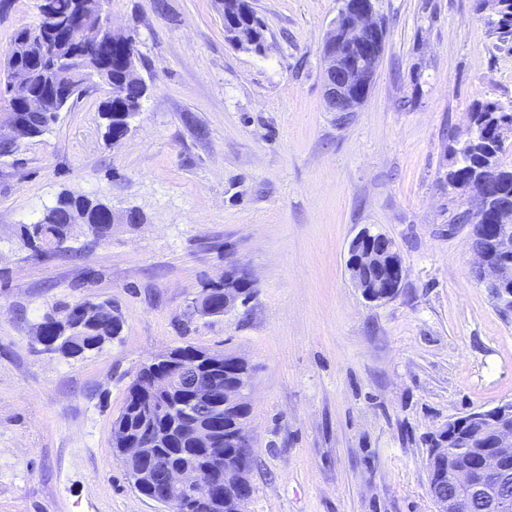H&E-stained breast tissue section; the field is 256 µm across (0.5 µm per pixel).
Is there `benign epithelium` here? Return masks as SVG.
Here are the masks:
<instances>
[{
  "mask_svg": "<svg viewBox=\"0 0 512 512\" xmlns=\"http://www.w3.org/2000/svg\"><path fill=\"white\" fill-rule=\"evenodd\" d=\"M73 32L83 36L80 56L59 57L53 53L49 67L55 72V82L46 92L30 93L21 81H10L7 87L24 96L23 107L0 113V140L18 141L23 138V112H61L60 102L81 95L89 83L104 85L108 94L117 95V86L109 78L111 65L105 61L104 49L112 42H130L129 35L112 28L110 17L103 11L87 12L76 2L72 15ZM379 25L373 20L372 7L366 2L356 7L347 6L338 12L322 48L324 63V96L331 112H353L359 99L350 96L347 86L354 75L376 71L379 55L365 51ZM349 45L357 51L355 65L346 64L338 46ZM512 133V118L505 117L489 132L495 143L504 146L506 134ZM464 192L475 193L478 208L464 212L471 225V249L478 260L479 280L485 284L501 308L512 311V267L498 255L512 251V199L502 197L493 171L481 180L479 187H464ZM346 268L351 281L369 301L392 297L403 281L404 267L393 241L384 236L382 246L374 245V236L362 231L351 243ZM244 280L234 275L224 276L222 308L210 304L198 295L191 300L192 311L199 316H212L217 311L228 312L241 297ZM190 391V401L183 405L185 420L182 432L189 435L201 448L208 449L210 464L194 468H169L165 482L151 488L152 471L157 460L152 458L151 446L160 442L164 433L152 428V423L167 413L176 390ZM141 390L150 396L142 408L143 441L134 440L123 429L112 431L113 447L132 459L135 466L129 472L130 480L146 488L157 502L173 505L176 497L189 493L208 503L214 512H224V500L234 486H241L240 473L224 465V435L220 422L211 412L215 383L206 378L191 360H184L175 374L166 379L145 376ZM251 380L239 374L224 384V405L231 408L249 402ZM470 429L490 437L486 448L468 447L469 437L462 434ZM233 443L252 455V442L245 431L243 420L233 426ZM436 447L430 456L431 469L438 473L429 487L436 512H463L467 499L475 498L486 504L489 512H512V497L507 487L512 483V401L494 409L478 411L451 419L432 436Z\"/></svg>",
  "mask_w": 512,
  "mask_h": 512,
  "instance_id": "obj_1",
  "label": "benign epithelium"
}]
</instances>
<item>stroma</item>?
<instances>
[{"label": "stroma", "instance_id": "stroma-1", "mask_svg": "<svg viewBox=\"0 0 512 512\" xmlns=\"http://www.w3.org/2000/svg\"><path fill=\"white\" fill-rule=\"evenodd\" d=\"M250 4L261 54L225 40L219 0H107L147 86L131 132L106 141L94 86L0 156V512H168L133 488L111 429L140 365L177 346L252 369L243 512H436L431 435L512 400V313L472 273L457 216L477 202L447 179L474 105L512 107L496 0H373L383 48L354 112L324 98L341 0ZM63 194L141 221L33 258L20 227ZM366 229L402 258L392 298L366 300L346 270ZM230 269L251 299L193 315ZM86 300L118 306L120 335L43 352V314Z\"/></svg>", "mask_w": 512, "mask_h": 512}]
</instances>
